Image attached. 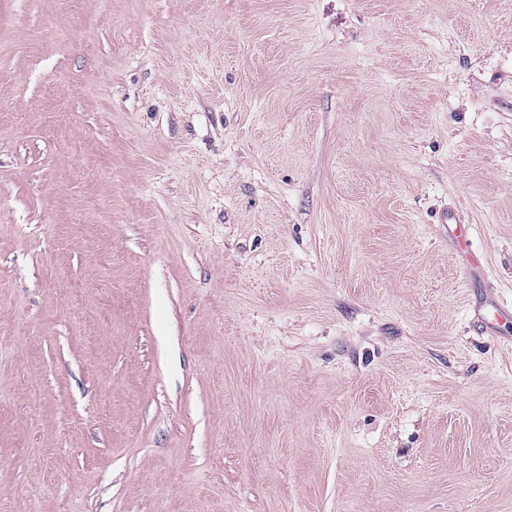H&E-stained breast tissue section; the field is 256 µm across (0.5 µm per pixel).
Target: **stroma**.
I'll return each mask as SVG.
<instances>
[{
  "label": "stroma",
  "instance_id": "stroma-1",
  "mask_svg": "<svg viewBox=\"0 0 512 512\" xmlns=\"http://www.w3.org/2000/svg\"><path fill=\"white\" fill-rule=\"evenodd\" d=\"M497 306L512 0H0V512H512Z\"/></svg>",
  "mask_w": 512,
  "mask_h": 512
}]
</instances>
